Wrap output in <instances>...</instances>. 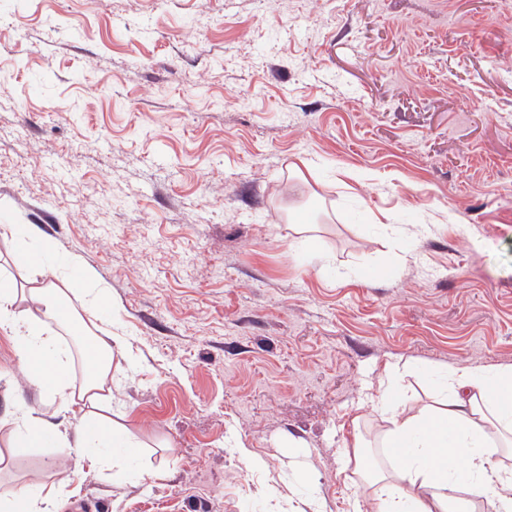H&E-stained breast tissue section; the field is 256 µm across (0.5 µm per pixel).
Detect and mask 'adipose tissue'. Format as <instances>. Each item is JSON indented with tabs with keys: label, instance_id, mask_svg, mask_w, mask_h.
<instances>
[{
	"label": "adipose tissue",
	"instance_id": "adipose-tissue-1",
	"mask_svg": "<svg viewBox=\"0 0 512 512\" xmlns=\"http://www.w3.org/2000/svg\"><path fill=\"white\" fill-rule=\"evenodd\" d=\"M28 234L40 239V248H18L16 257L31 273L29 290L39 308L17 332L20 357L47 404L67 411L71 419L64 428L46 419H27L16 445L32 448L52 438L77 463L100 469L106 448L127 442L122 426L91 422L92 408L112 378V339L101 336L87 347L84 377L77 382L53 342L41 336L44 320L73 325L68 291L95 281L96 273L73 265L66 289L44 279L52 244L41 239L37 228H29ZM375 403L389 424L386 445L395 449L397 464L393 475L371 483L376 512H447L458 489L448 480L452 472L473 479L477 495L493 494L497 512H512V470L497 464L487 448L493 432L512 433V365L453 369L441 406H425L414 414L401 409L397 394L386 385L379 387ZM62 494V485L55 482L32 492L5 490L0 492V512H56Z\"/></svg>",
	"mask_w": 512,
	"mask_h": 512
}]
</instances>
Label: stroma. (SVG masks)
<instances>
[{"instance_id":"stroma-1","label":"stroma","mask_w":512,"mask_h":512,"mask_svg":"<svg viewBox=\"0 0 512 512\" xmlns=\"http://www.w3.org/2000/svg\"><path fill=\"white\" fill-rule=\"evenodd\" d=\"M306 223H299V215ZM97 274L98 411L136 455L76 472L0 328V486L91 512H374L344 449L440 371L512 365V0H0V225ZM0 236V276L37 309Z\"/></svg>"}]
</instances>
